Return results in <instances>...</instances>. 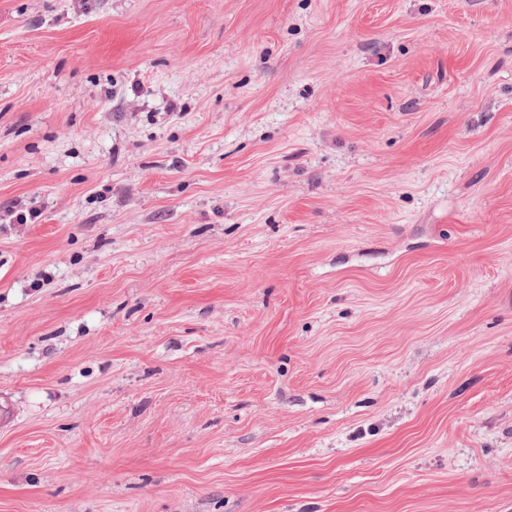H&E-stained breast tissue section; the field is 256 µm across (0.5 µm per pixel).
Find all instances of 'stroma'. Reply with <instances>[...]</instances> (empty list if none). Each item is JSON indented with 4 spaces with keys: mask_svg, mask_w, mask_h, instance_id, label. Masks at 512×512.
<instances>
[{
    "mask_svg": "<svg viewBox=\"0 0 512 512\" xmlns=\"http://www.w3.org/2000/svg\"><path fill=\"white\" fill-rule=\"evenodd\" d=\"M0 512H512V0H0Z\"/></svg>",
    "mask_w": 512,
    "mask_h": 512,
    "instance_id": "35a3bbf8",
    "label": "stroma"
}]
</instances>
